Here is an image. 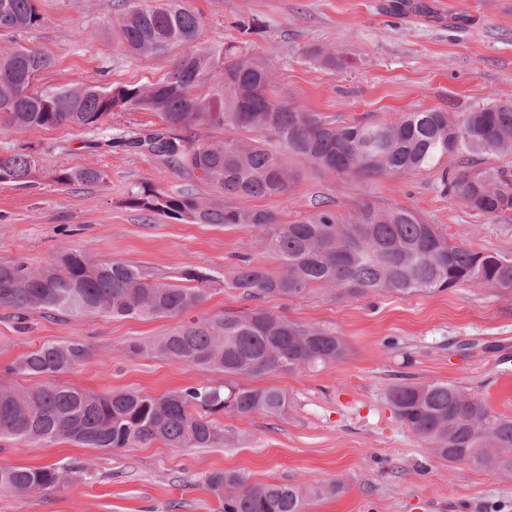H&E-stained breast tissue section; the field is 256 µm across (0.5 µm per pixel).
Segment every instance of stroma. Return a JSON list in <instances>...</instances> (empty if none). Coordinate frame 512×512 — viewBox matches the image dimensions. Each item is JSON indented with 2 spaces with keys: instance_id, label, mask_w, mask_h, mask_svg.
I'll return each instance as SVG.
<instances>
[{
  "instance_id": "stroma-1",
  "label": "stroma",
  "mask_w": 512,
  "mask_h": 512,
  "mask_svg": "<svg viewBox=\"0 0 512 512\" xmlns=\"http://www.w3.org/2000/svg\"><path fill=\"white\" fill-rule=\"evenodd\" d=\"M424 2L426 11L398 14L389 12L390 0H186L200 13L207 42L249 39L256 52L277 61L279 99L337 124L512 101V0ZM40 8L46 24L22 38L54 60L39 85L143 84L172 63L168 54L147 60L126 54L117 34L123 0H40ZM252 18L261 30L243 34L241 22ZM319 49L353 64L327 69L314 57ZM158 123L150 113L119 110L94 131L0 129V152L32 148L40 159L32 185L0 183V262L39 267L56 252L77 248L92 260L123 261L169 284L184 269L220 270L242 253L273 267L250 227L149 218L128 204L130 190L140 185L210 194L147 152L110 143ZM459 162L451 156L440 168L371 179L301 165L287 194L236 204L292 221L322 204L345 213L368 199L381 208H411L450 243L512 257V210L484 217L444 193L441 172L458 170ZM86 165L104 170L105 181L63 188L52 180L54 171ZM256 306L336 330L347 344L346 358L317 371L262 378V385L287 392V413L218 415L224 440L210 448L154 441L105 451L66 439L45 445L2 440V468L79 463L89 472L74 475L62 491L0 490V512H218L220 503L202 479L224 470L251 484L342 483L337 495L310 497L306 512H512V479L437 458L385 397L397 383L448 381L512 417V289L463 283L414 295L384 290L350 298L319 290L301 299L252 300L217 283L196 313ZM177 324L171 317L98 315L75 322L33 313L21 330L10 310L0 308V384L34 385V378L5 374V367L42 344L78 341L90 355L61 376L62 384L152 394L199 383L223 386V372L127 354L130 342H151Z\"/></svg>"
}]
</instances>
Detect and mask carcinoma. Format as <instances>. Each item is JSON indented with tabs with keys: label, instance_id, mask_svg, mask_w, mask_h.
<instances>
[{
	"label": "carcinoma",
	"instance_id": "obj_1",
	"mask_svg": "<svg viewBox=\"0 0 512 512\" xmlns=\"http://www.w3.org/2000/svg\"><path fill=\"white\" fill-rule=\"evenodd\" d=\"M45 23L39 0H0V35L15 36ZM123 44L145 60L174 48L183 52L170 69L142 85L82 83L36 88L52 65L42 50L16 41L0 49V128L22 130L69 125L95 128L117 109L150 112L161 127L115 143L143 148L169 168L210 188L212 197L132 191L128 203L152 215L192 224L247 225L279 271L248 255L220 275L187 269L194 286L154 283L136 266L94 262L66 249L41 267L0 263V308L17 324L35 312L81 320L186 316L207 299L206 285H224L260 297L302 298L315 287L333 295L362 297L382 289L432 293L469 283L511 289L512 258L452 245L438 229L405 207L379 208L366 200L352 211L319 210L289 222L263 209H245L232 198L275 197L288 192L300 160L336 174L363 177L410 175L462 152L512 156V102L455 115L434 109L406 112L390 123L335 125L275 96L276 64L246 43L209 44L198 13L183 0H128L118 19ZM232 131L215 139L210 131ZM39 171L34 150L0 153V183L29 186ZM61 187L95 185L105 172L93 166L55 171ZM457 202L478 215L512 209V170L468 164L445 183ZM156 353L170 361L258 379L343 361L347 345L336 331L294 322L264 308L240 314L191 317L159 339L131 342L126 353ZM89 356L80 342L43 344L4 372L41 377L34 387L0 386V439L48 444L65 438L88 448L114 450L162 440L178 448H208L224 441L211 416L255 412L281 417L288 394L276 387L203 383L161 395L140 390L99 393L61 385L57 377ZM387 400L396 416L439 458L450 463L483 459L485 472L512 477V417L448 382L402 383ZM52 466L0 468V488L18 493L63 491L71 474ZM205 488L221 512H305L313 494L335 495L341 484L303 488L249 485L235 471L211 472Z\"/></svg>",
	"mask_w": 512,
	"mask_h": 512
}]
</instances>
